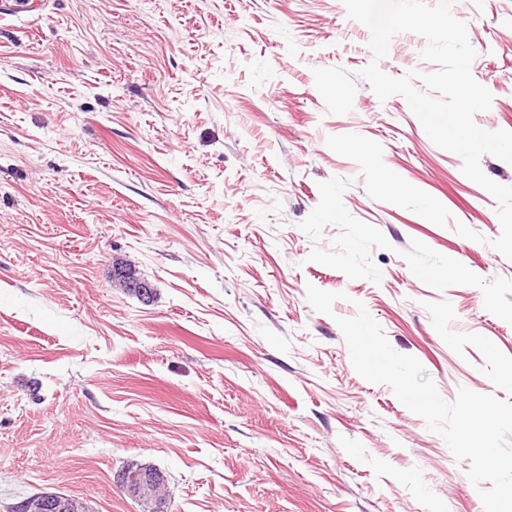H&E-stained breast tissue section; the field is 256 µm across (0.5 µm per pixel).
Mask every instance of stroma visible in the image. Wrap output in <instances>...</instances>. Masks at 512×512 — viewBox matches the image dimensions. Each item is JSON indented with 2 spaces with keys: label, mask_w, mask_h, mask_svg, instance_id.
<instances>
[{
  "label": "stroma",
  "mask_w": 512,
  "mask_h": 512,
  "mask_svg": "<svg viewBox=\"0 0 512 512\" xmlns=\"http://www.w3.org/2000/svg\"><path fill=\"white\" fill-rule=\"evenodd\" d=\"M512 131V0H456ZM343 0H49L0 19V512L49 492L140 512L113 474L160 469L169 512H484L441 436L354 369L364 304L445 401H512V260L496 202L406 99L317 68L375 59ZM372 148L374 159L350 149ZM482 235H459L457 224ZM154 287L112 285L115 259ZM342 293L316 312L307 286Z\"/></svg>",
  "instance_id": "obj_1"
}]
</instances>
